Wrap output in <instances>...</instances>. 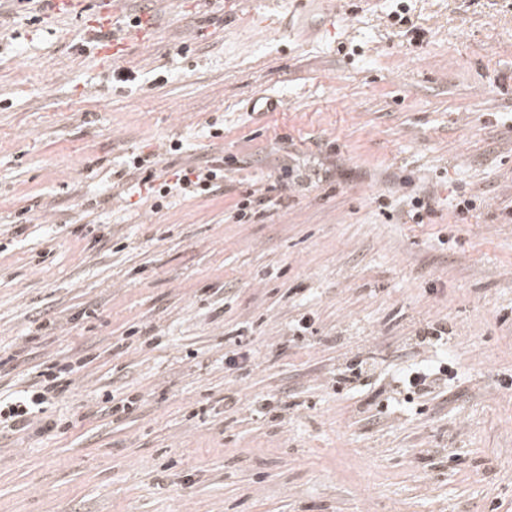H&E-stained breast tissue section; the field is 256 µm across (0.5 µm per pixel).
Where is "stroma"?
Instances as JSON below:
<instances>
[{"label": "stroma", "mask_w": 512, "mask_h": 512, "mask_svg": "<svg viewBox=\"0 0 512 512\" xmlns=\"http://www.w3.org/2000/svg\"><path fill=\"white\" fill-rule=\"evenodd\" d=\"M281 5L155 0L110 64L84 18L0 0V399L85 360L47 411L69 430L0 433V512H512V0ZM136 154L226 177L157 211ZM284 162L327 178L237 222ZM359 351L371 383L336 390ZM446 355L452 385L394 403ZM420 345L444 347L448 344V324L444 321H430L421 324L415 334Z\"/></svg>", "instance_id": "obj_1"}]
</instances>
